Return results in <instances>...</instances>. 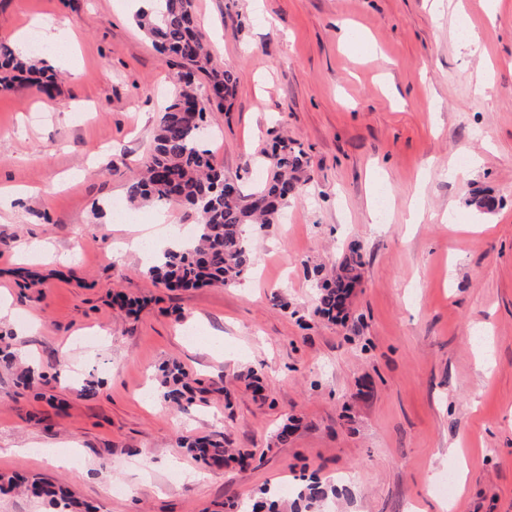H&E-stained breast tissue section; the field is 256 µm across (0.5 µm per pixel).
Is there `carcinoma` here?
I'll return each instance as SVG.
<instances>
[{"label":"carcinoma","mask_w":512,"mask_h":512,"mask_svg":"<svg viewBox=\"0 0 512 512\" xmlns=\"http://www.w3.org/2000/svg\"><path fill=\"white\" fill-rule=\"evenodd\" d=\"M154 14H142L140 27L154 40L167 63L180 68L177 72L181 88L160 117L152 153L144 176L133 181L127 190L130 202L165 201L195 210L200 217L196 241L178 248L166 249L159 262L148 268L149 276L168 288H203L213 285H236L249 273L252 251L244 235L248 224H273L281 209L294 197L300 185L309 181L305 151L293 141L278 140L270 151L271 171L262 186L245 195L240 186L224 177L215 167L212 155L203 145L202 123L206 112L223 108L236 87L239 77L231 70H219L206 51L196 29L193 0H156ZM33 74L39 92L52 97L57 88L53 70L36 68L29 56L21 55L0 41V87L9 90ZM208 78L207 90L195 85V76ZM361 255L352 250L336 278L321 287L317 313L335 321L345 311L353 284L358 278ZM12 336L0 331V365L11 369L18 362L12 349ZM51 378L26 369L19 374L25 388L46 387ZM197 380L176 361L161 369L157 398L165 406L185 411L195 401ZM179 447L212 469L231 462L243 465L250 453L227 455L224 434L186 437ZM38 498L46 499L59 512H75L79 504L61 486L30 483ZM286 495L266 487L250 504L251 512H287Z\"/></svg>","instance_id":"1"}]
</instances>
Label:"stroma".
I'll use <instances>...</instances> for the list:
<instances>
[{
  "instance_id": "stroma-1",
  "label": "stroma",
  "mask_w": 512,
  "mask_h": 512,
  "mask_svg": "<svg viewBox=\"0 0 512 512\" xmlns=\"http://www.w3.org/2000/svg\"><path fill=\"white\" fill-rule=\"evenodd\" d=\"M220 68L240 79L206 127L215 165L256 191L275 138L301 144L314 179L273 224L250 228V276L169 291L115 253L113 202L148 157L173 71L137 0H0V41L64 19L80 48L46 109L35 86L0 90V287L23 362L0 368V474L66 485L98 512H214L267 485L322 481L313 512H512V0H193ZM471 19L477 45L459 35ZM346 25L360 47L337 39ZM489 83L477 95L480 80ZM384 221L371 223L380 189ZM494 199L491 211L465 204ZM423 214L408 221L411 207ZM52 253L24 261L22 240ZM359 252L345 321L316 316L322 281ZM143 300L138 317L115 292ZM224 342V362L207 349ZM204 381L188 412L156 374ZM262 379L254 393L244 374ZM96 380L95 396L82 393ZM299 427L275 440L285 417ZM220 432L252 465L211 470L180 437ZM465 470L450 497L433 486Z\"/></svg>"
}]
</instances>
